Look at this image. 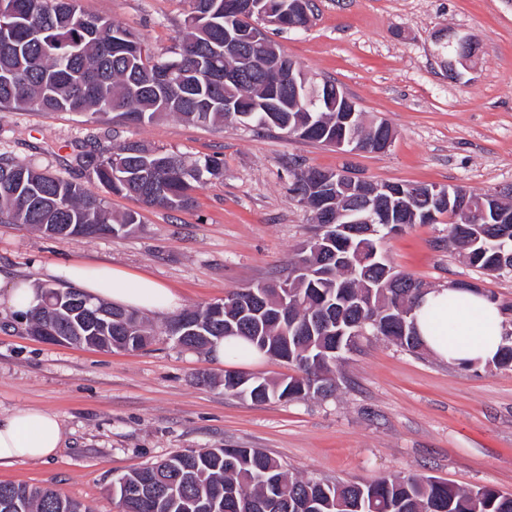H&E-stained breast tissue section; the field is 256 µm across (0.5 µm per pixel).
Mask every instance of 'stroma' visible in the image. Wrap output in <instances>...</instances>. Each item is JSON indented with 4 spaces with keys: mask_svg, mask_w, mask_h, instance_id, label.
Masks as SVG:
<instances>
[{
    "mask_svg": "<svg viewBox=\"0 0 512 512\" xmlns=\"http://www.w3.org/2000/svg\"><path fill=\"white\" fill-rule=\"evenodd\" d=\"M308 29L273 40L315 80L334 81L395 139L384 153L343 154L227 122L197 126L166 116L140 126L72 112H0V153L86 183L76 156L128 140L194 161L216 156L224 178L203 184L182 211L113 194L114 213L141 222L124 236L58 238L0 223V416L42 408L61 422L48 462L0 465V482L47 486L91 512H121L112 483L173 451L254 448L288 473L332 482L432 476L461 489L512 493V370L465 371L368 336L347 354L332 397L262 404L226 394L228 371L278 378L271 358L217 360L165 334L145 349L99 351L29 336L7 300L12 281L58 283L69 261L107 262L172 288L180 308L222 302L227 292L286 274L306 242L312 212L290 192L293 173L349 167L377 183L512 185V0H314ZM90 15L126 26L159 51L173 48L186 0H81ZM451 29L478 42L475 63L446 70L433 35ZM444 224H416L380 248L395 270L445 288L476 283L512 305V278L466 265Z\"/></svg>",
    "mask_w": 512,
    "mask_h": 512,
    "instance_id": "stroma-1",
    "label": "stroma"
}]
</instances>
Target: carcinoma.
I'll return each instance as SVG.
<instances>
[{
  "label": "carcinoma",
  "mask_w": 512,
  "mask_h": 512,
  "mask_svg": "<svg viewBox=\"0 0 512 512\" xmlns=\"http://www.w3.org/2000/svg\"><path fill=\"white\" fill-rule=\"evenodd\" d=\"M226 0H188L184 28L170 51L158 52L119 24L86 15L79 0H0V22L13 26L10 44L0 43V108L17 111L90 113L129 125L163 116L202 125L237 122L255 133L278 130L291 137L329 145L347 123L327 100L335 82L308 80L300 97L317 95L315 111L304 112L293 93L278 88L258 62L237 78L224 79L255 53L246 33L252 15L224 13ZM239 33L224 47V30ZM280 109L263 111V101ZM230 101L245 108L224 111ZM374 147L391 133L384 121L357 128ZM91 182L112 194L184 210L201 184L224 176L216 158L187 164L177 154L128 141L110 151L77 155ZM294 174L291 191L313 203L307 175ZM405 226L422 222L430 210L447 215L444 242L465 252L468 264L488 274H512L502 258L512 254V220L484 218L480 203L491 197L463 190L473 204L465 213L438 208L419 184H399ZM28 224L51 237L119 236L140 223L138 214L115 215L101 195L78 183L0 154V223ZM356 234L344 224L315 226L314 235L288 267V275L228 292L221 303L186 309L166 324L176 338L190 325L184 348L205 350L239 337L264 355L286 361L293 373L277 380L224 372V391L255 402H289L332 395L341 379L343 354L358 337L351 324L370 319L367 331L408 351L425 344L414 319L430 287L393 271L379 250L388 234ZM28 334L43 340L94 344L105 350L138 351L154 336L138 312L109 305L77 288L38 286L37 304L24 313ZM497 369L512 368V337L504 338ZM125 512H512V494L487 486L456 488L435 477H386L366 483H330L294 477L274 458L254 448L175 451L118 477L112 486ZM0 512H87L83 505L48 487L0 483Z\"/></svg>",
  "instance_id": "cac0c4a2"
}]
</instances>
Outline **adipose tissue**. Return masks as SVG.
<instances>
[{
    "label": "adipose tissue",
    "instance_id": "obj_1",
    "mask_svg": "<svg viewBox=\"0 0 512 512\" xmlns=\"http://www.w3.org/2000/svg\"><path fill=\"white\" fill-rule=\"evenodd\" d=\"M57 276L77 285L93 298L149 312L177 305L172 289L147 276L130 277L109 264L70 262L58 266ZM417 329L429 352L458 365L492 361L504 342L505 315L484 295L456 288L427 291L415 310ZM60 440L56 415L38 408L0 418V464L19 459H51Z\"/></svg>",
    "mask_w": 512,
    "mask_h": 512
}]
</instances>
